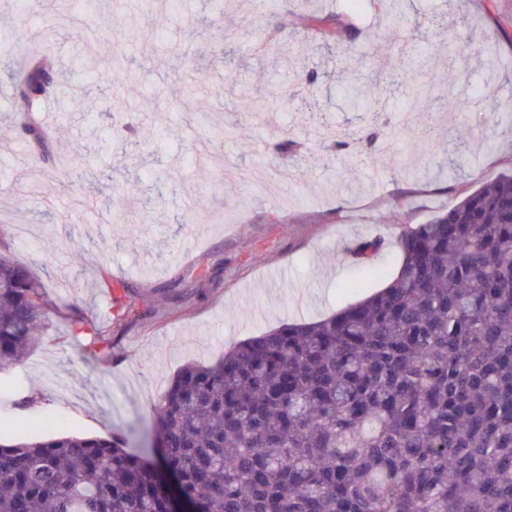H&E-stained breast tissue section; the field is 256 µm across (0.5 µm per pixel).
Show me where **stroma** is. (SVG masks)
<instances>
[{
    "label": "stroma",
    "mask_w": 512,
    "mask_h": 512,
    "mask_svg": "<svg viewBox=\"0 0 512 512\" xmlns=\"http://www.w3.org/2000/svg\"><path fill=\"white\" fill-rule=\"evenodd\" d=\"M99 0L92 13H47L42 0H0V89L21 82L29 58L50 49L58 69L87 62L85 93L44 106L49 156L34 152L19 125L18 96L0 100V256L41 282L48 324L21 362L0 372V442L53 429L93 437L129 435L148 424L161 387L190 361H210L284 321H315L384 288L400 265L403 229L427 223L483 181L512 171V118L488 112L492 84L512 99V0H408L411 17L461 28L459 59L423 60L429 108L391 91L371 109L352 108L333 72L366 81L395 68L383 0H288L294 24L282 41L304 40L317 12L343 22L347 56L315 46L280 66L254 54L276 21L265 0ZM134 75L110 82L114 55ZM201 66L212 74L192 109L175 79ZM327 80L307 85L312 69ZM277 88L276 114H243L237 90L259 97ZM437 143H419L415 124ZM389 123V147L363 146L371 122ZM288 133L306 149L301 178L269 192L264 176L287 165L272 144ZM465 136L471 163L439 164ZM337 140L349 141L344 150ZM406 158L398 172L395 161ZM237 176L226 180L224 168ZM137 211L113 224L112 209ZM381 240L366 264L350 249ZM124 281L126 290L115 289ZM137 311L118 320L123 300ZM112 326L108 361L90 359L70 331L72 309Z\"/></svg>",
    "instance_id": "obj_1"
}]
</instances>
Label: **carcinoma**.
I'll return each instance as SVG.
<instances>
[{
  "instance_id": "cac0c4a2",
  "label": "carcinoma",
  "mask_w": 512,
  "mask_h": 512,
  "mask_svg": "<svg viewBox=\"0 0 512 512\" xmlns=\"http://www.w3.org/2000/svg\"><path fill=\"white\" fill-rule=\"evenodd\" d=\"M397 22L405 0H385ZM310 38L336 16L308 18ZM437 24L397 51L421 74L426 50H449ZM50 66L21 84L27 139ZM209 79L180 83L188 101ZM366 82L354 106L376 100ZM491 111L512 101L484 91ZM466 140L444 158L468 163ZM379 241L356 244L365 264ZM388 285L319 321H287L210 364L188 363L161 395L136 447L59 433L0 444V512H512V172L398 238ZM48 319L43 288L0 257V371L18 363ZM71 333L94 360L112 354V326L80 316Z\"/></svg>"
}]
</instances>
